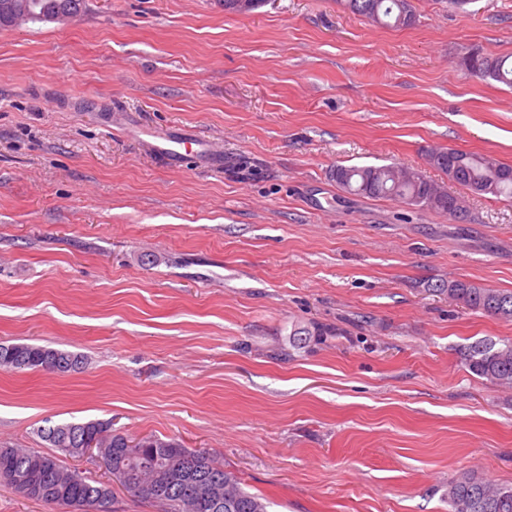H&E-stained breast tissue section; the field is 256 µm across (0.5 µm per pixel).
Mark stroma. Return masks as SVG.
Listing matches in <instances>:
<instances>
[{"instance_id": "obj_1", "label": "stroma", "mask_w": 512, "mask_h": 512, "mask_svg": "<svg viewBox=\"0 0 512 512\" xmlns=\"http://www.w3.org/2000/svg\"><path fill=\"white\" fill-rule=\"evenodd\" d=\"M412 5L395 29L339 0H86L0 30V343L88 358L0 371V448L108 420L217 453L269 512H448L464 473L512 483V390L457 356L512 321L439 290L512 291V203L426 163L512 166V88L457 65L512 57V0ZM128 122L196 130L224 167L161 161ZM391 163L468 221L331 177Z\"/></svg>"}]
</instances>
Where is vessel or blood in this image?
Segmentation results:
<instances>
[{"label":"vessel or blood","mask_w":512,"mask_h":512,"mask_svg":"<svg viewBox=\"0 0 512 512\" xmlns=\"http://www.w3.org/2000/svg\"><path fill=\"white\" fill-rule=\"evenodd\" d=\"M131 138L139 140L149 153L168 162L192 158L209 168L220 169L224 166V153L216 149L210 141L196 131L181 129L178 131L140 133L134 130Z\"/></svg>","instance_id":"b4317fda"}]
</instances>
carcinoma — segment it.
I'll return each instance as SVG.
<instances>
[{
    "label": "carcinoma",
    "instance_id": "cac0c4a2",
    "mask_svg": "<svg viewBox=\"0 0 512 512\" xmlns=\"http://www.w3.org/2000/svg\"><path fill=\"white\" fill-rule=\"evenodd\" d=\"M353 14L386 26L414 21L411 0H343ZM86 0H0V30L18 27L15 17L30 22H54L78 15ZM467 74L512 87V63L483 54L471 64H459ZM428 164L443 171L473 194L512 201V167L490 156L453 148L427 155ZM332 178L344 191L363 197H390L411 209H427L456 222L469 219L466 201L421 172L394 166H339ZM448 298L469 309L512 321V291L470 281H451ZM1 354L14 358L0 363L2 371L71 373L82 370L87 358L78 353L35 344H0ZM460 363L473 375L501 388H512V339H481L459 349ZM52 452L33 448H0V484L25 497L50 504L56 512H102L113 504L109 484L69 470L60 457L82 456L85 438L96 440L100 454L112 459V477L136 496L157 503L164 512H267L261 495L249 492L241 479L224 468L216 455L189 450L174 438L145 435L137 440L112 429V422H66L41 429ZM448 512H512V485L496 484L465 473L448 484Z\"/></svg>",
    "mask_w": 512,
    "mask_h": 512
}]
</instances>
